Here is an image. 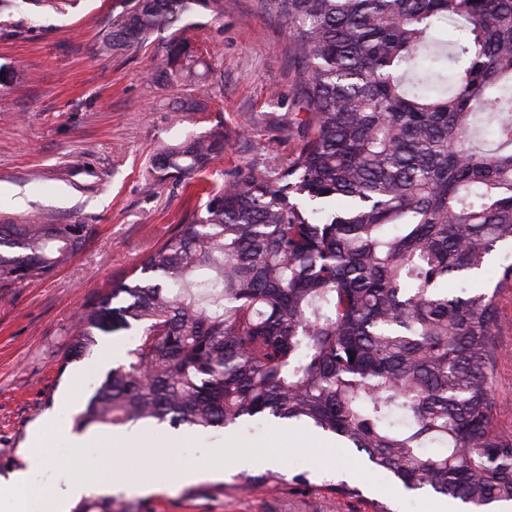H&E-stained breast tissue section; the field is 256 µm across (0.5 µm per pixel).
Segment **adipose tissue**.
Here are the masks:
<instances>
[{
	"instance_id": "1",
	"label": "adipose tissue",
	"mask_w": 512,
	"mask_h": 512,
	"mask_svg": "<svg viewBox=\"0 0 512 512\" xmlns=\"http://www.w3.org/2000/svg\"><path fill=\"white\" fill-rule=\"evenodd\" d=\"M24 465L0 477V512H28V498H36L42 505V512H70L76 501L83 498L112 494L115 489L125 488L127 493L151 490L149 480L122 485L116 471L111 468H97L86 478L68 482L64 491L50 493L31 482L32 474L41 469L46 458L40 447L25 449Z\"/></svg>"
}]
</instances>
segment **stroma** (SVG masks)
I'll return each mask as SVG.
<instances>
[{
  "label": "stroma",
  "instance_id": "1",
  "mask_svg": "<svg viewBox=\"0 0 512 512\" xmlns=\"http://www.w3.org/2000/svg\"><path fill=\"white\" fill-rule=\"evenodd\" d=\"M115 0H76L64 11L25 4L0 13V189H19L21 206L0 205V219L27 224L43 215L55 223L93 228L74 258L47 279L12 289L0 299V475L20 468L21 450L48 416L72 423L105 373L131 347L129 332L102 337L90 358L60 368L80 313L128 275L153 247L190 214L203 186L226 173L261 162L271 152L292 151L284 130L294 109V69L285 26L263 0H224L221 16L198 17L190 33L215 75L196 85L210 97L207 112L171 120L185 100L180 84L150 76L161 65L170 33H153L120 54L101 51ZM223 124V155L196 185L158 183L148 173L159 146L205 134ZM492 395L497 425L512 433V288L499 294ZM261 436L250 426L211 436L187 429L176 456L149 449L114 458L115 436L83 448L45 437V466L31 481L64 488L94 467L117 465L130 483L152 477L165 492L115 493L87 498L71 512H367L366 499H385L397 512H437L442 496L403 488L371 470L362 457L335 440L284 420H265ZM253 466L240 467L242 457ZM288 475L278 488H250L258 462ZM220 464L221 477L204 475L172 485L176 468ZM308 471L359 486L362 498L332 496L300 487L290 477Z\"/></svg>",
  "mask_w": 512,
  "mask_h": 512
}]
</instances>
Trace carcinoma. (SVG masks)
<instances>
[{
    "instance_id": "1",
    "label": "carcinoma",
    "mask_w": 512,
    "mask_h": 512,
    "mask_svg": "<svg viewBox=\"0 0 512 512\" xmlns=\"http://www.w3.org/2000/svg\"><path fill=\"white\" fill-rule=\"evenodd\" d=\"M286 25L291 153L226 174L129 276L80 315L60 370L119 330L135 341L78 424L201 432L288 419L404 489L470 512L512 507V435L490 397L512 261V0H267ZM105 49L171 29L155 80L210 72L188 17L224 0H122ZM224 126L161 146L189 183ZM89 224H0V297L50 277ZM457 284L455 292L448 282ZM276 470L250 486L274 489ZM317 488L355 496L345 480Z\"/></svg>"
}]
</instances>
